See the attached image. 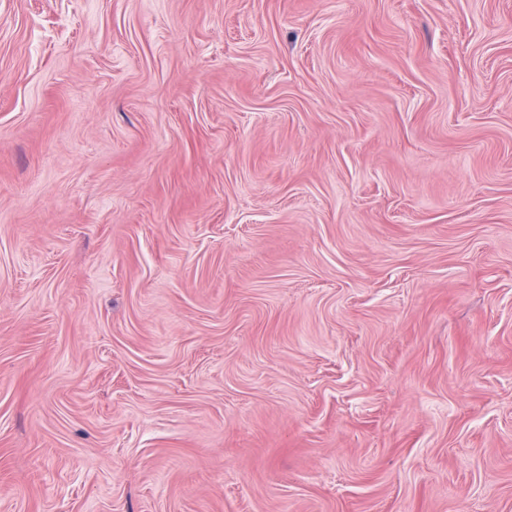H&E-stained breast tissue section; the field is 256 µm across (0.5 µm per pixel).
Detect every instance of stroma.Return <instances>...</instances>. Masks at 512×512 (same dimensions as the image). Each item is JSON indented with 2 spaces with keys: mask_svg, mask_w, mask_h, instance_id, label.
<instances>
[{
  "mask_svg": "<svg viewBox=\"0 0 512 512\" xmlns=\"http://www.w3.org/2000/svg\"><path fill=\"white\" fill-rule=\"evenodd\" d=\"M0 512H512V0H0Z\"/></svg>",
  "mask_w": 512,
  "mask_h": 512,
  "instance_id": "obj_1",
  "label": "stroma"
}]
</instances>
